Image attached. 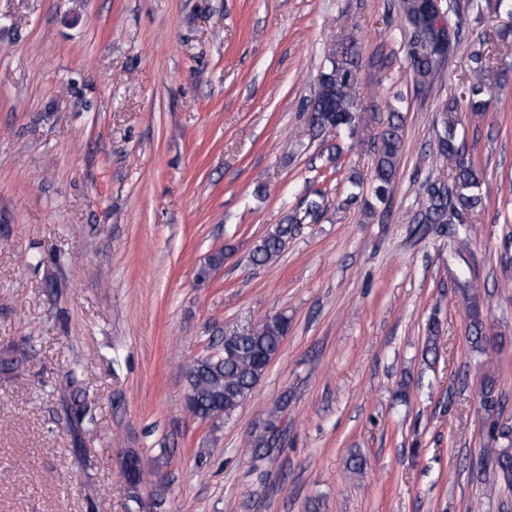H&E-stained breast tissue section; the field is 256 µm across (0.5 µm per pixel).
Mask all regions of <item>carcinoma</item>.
<instances>
[{"label": "carcinoma", "mask_w": 512, "mask_h": 512, "mask_svg": "<svg viewBox=\"0 0 512 512\" xmlns=\"http://www.w3.org/2000/svg\"><path fill=\"white\" fill-rule=\"evenodd\" d=\"M403 15L412 30L411 65L422 83L435 74L436 65L459 41L460 29L438 25L445 16L443 0H403ZM477 79L467 89L468 111L483 112L486 95L498 84L501 74L486 66L483 54L471 55ZM358 57L353 43H341L319 74L314 99L311 102L310 122L318 136L345 133L353 139L360 127L362 98L358 86ZM460 106L457 100L447 103L442 111L443 135L438 139L439 156L449 165L448 180L437 179L426 185L425 197L418 212L417 223L424 230L433 226L451 225L455 235L466 236L471 229V218L483 206L480 194L481 172L466 158L463 148L454 137ZM404 117L395 107H389L385 124L378 134V146L372 176L373 195L383 203L388 199L402 148ZM298 214H290L275 225L254 245L251 262L264 266L275 261L293 238ZM470 343L478 356L497 344L486 336L482 310L476 297L469 304ZM288 333V319L282 315L224 328V352L201 358L188 365L185 376L188 383L189 410L200 417L219 413L230 417L247 399L264 376L270 358L281 347ZM26 345L13 347L12 355L0 359V371L13 373L25 359ZM85 371L77 366L70 370L67 401V420L76 429L92 426L94 408L84 387ZM481 407L485 415H501L505 400L496 390L492 375L483 373L480 383ZM490 439L503 446L486 449V469L496 479L512 486V428L492 423Z\"/></svg>", "instance_id": "cac0c4a2"}]
</instances>
